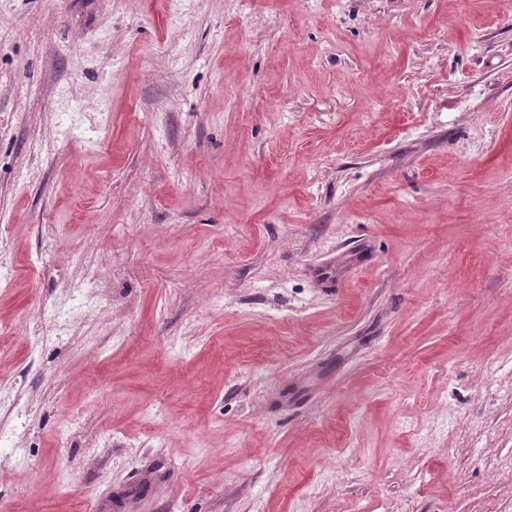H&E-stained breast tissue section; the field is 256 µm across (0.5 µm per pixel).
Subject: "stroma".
Segmentation results:
<instances>
[{"label":"stroma","instance_id":"stroma-1","mask_svg":"<svg viewBox=\"0 0 512 512\" xmlns=\"http://www.w3.org/2000/svg\"><path fill=\"white\" fill-rule=\"evenodd\" d=\"M0 512H512V0H0Z\"/></svg>","mask_w":512,"mask_h":512}]
</instances>
